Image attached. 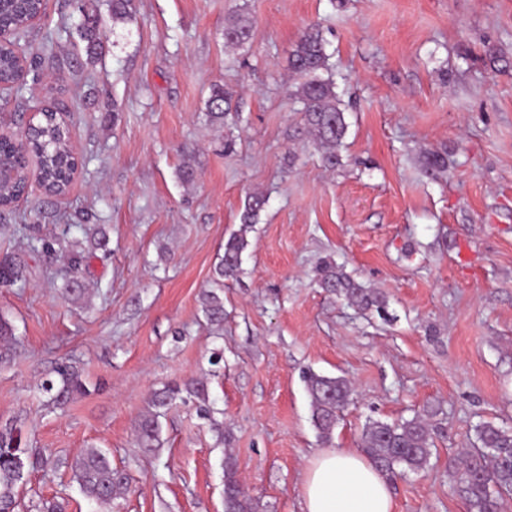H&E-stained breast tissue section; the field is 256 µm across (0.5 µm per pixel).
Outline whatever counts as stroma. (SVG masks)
Wrapping results in <instances>:
<instances>
[{
  "mask_svg": "<svg viewBox=\"0 0 512 512\" xmlns=\"http://www.w3.org/2000/svg\"><path fill=\"white\" fill-rule=\"evenodd\" d=\"M134 5L116 22L112 0H93V59L72 0H46L18 44L42 65L0 95V126L20 129L44 105L62 112L82 163L65 197L31 189L0 221V261L28 272L23 287H0L13 330L0 430L20 429L45 460L26 476L19 512L49 501L63 512H224L228 455L261 512H303L316 452L361 450L369 421L423 413L435 450L423 470L389 475L393 512H467L449 458L474 446L480 423L512 427V0ZM234 16L252 36L229 49ZM312 22L348 124L333 169L293 96L289 54ZM215 85L231 94L220 129L205 117ZM432 152L448 158L433 177L423 170ZM254 192L267 203L246 229ZM23 224L62 250L90 249L92 230L103 232L108 255L84 274L89 299L62 295V250L29 251ZM240 232L242 272L224 284L218 335L200 295ZM325 258L385 295L386 317L318 288ZM63 361L90 392L52 409L41 385ZM308 371L352 387L327 442L311 422ZM193 378L205 399L170 407L161 448H139L153 392ZM91 447L127 475L112 504L89 501L72 479L71 460Z\"/></svg>",
  "mask_w": 512,
  "mask_h": 512,
  "instance_id": "35a3bbf8",
  "label": "stroma"
}]
</instances>
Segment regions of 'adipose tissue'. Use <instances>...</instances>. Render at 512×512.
I'll list each match as a JSON object with an SVG mask.
<instances>
[{"label": "adipose tissue", "instance_id": "1", "mask_svg": "<svg viewBox=\"0 0 512 512\" xmlns=\"http://www.w3.org/2000/svg\"><path fill=\"white\" fill-rule=\"evenodd\" d=\"M305 512H392L389 486L371 460L346 448H324L303 481Z\"/></svg>", "mask_w": 512, "mask_h": 512}]
</instances>
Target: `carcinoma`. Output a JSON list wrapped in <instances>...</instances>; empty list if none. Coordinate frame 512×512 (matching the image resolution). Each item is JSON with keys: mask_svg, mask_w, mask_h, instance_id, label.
<instances>
[{"mask_svg": "<svg viewBox=\"0 0 512 512\" xmlns=\"http://www.w3.org/2000/svg\"><path fill=\"white\" fill-rule=\"evenodd\" d=\"M43 0H0V24L16 31L23 39L28 18L43 10ZM77 9L85 14L79 30L87 51L96 50L97 22L85 13L84 0H76ZM250 38V26L243 18H232L224 24V42L228 46H241ZM291 68L301 82L295 95L303 105L302 116L315 141L323 149L325 165L333 168L339 163L338 150L347 132V123L335 91V83L323 76L328 70L325 44L317 26L307 27L290 52ZM18 76L16 57L11 51L0 52V80L11 82ZM230 97L222 87H215L207 100L206 116L212 124L224 125L228 115ZM41 134L31 142L28 152L37 158L42 179L55 189L64 187L71 175L67 158L66 131L54 111L37 118ZM265 198L259 194L247 196L242 223L255 222ZM32 252L55 253L54 243L35 234L26 235ZM246 242L234 235L224 244V253L214 268L211 289L202 295V309L207 323L216 332L224 328V300L217 290L224 280L236 279L241 273L242 252ZM88 265V255L79 250L70 252L63 281L65 290L74 298L87 296L88 289L82 274ZM8 273L0 277L3 287H21L27 281L26 267L15 262L7 265ZM317 285L324 292L336 296L360 312L382 313L385 297L367 288L347 274L334 260L326 258L317 268ZM56 379L43 384L48 403L56 406L67 403L74 395L86 392L80 374L69 363L59 364ZM303 380L311 400L312 423L323 440H330L339 411L352 393L350 384L342 377H331L308 371ZM205 396L203 382L197 380L181 388L166 386L152 395L151 410L142 416L137 426V441L142 448L160 447V410L181 398L182 392ZM479 446L469 450L462 458L448 459V473L456 493L462 498L468 512H500V500L512 492V427L486 423L478 428ZM431 429L425 418L388 423L372 421L362 434V448L371 461L389 473L400 467L418 472L425 468L433 453ZM44 465V459L22 447L21 435L13 428L0 431V512H16L18 487L25 472ZM73 480L90 500L109 504L119 497L127 485L124 472L114 466L100 448H87L70 464ZM259 503L244 494L236 476V464L231 456L224 459V512H259Z\"/></svg>", "mask_w": 512, "mask_h": 512, "instance_id": "1", "label": "carcinoma"}]
</instances>
